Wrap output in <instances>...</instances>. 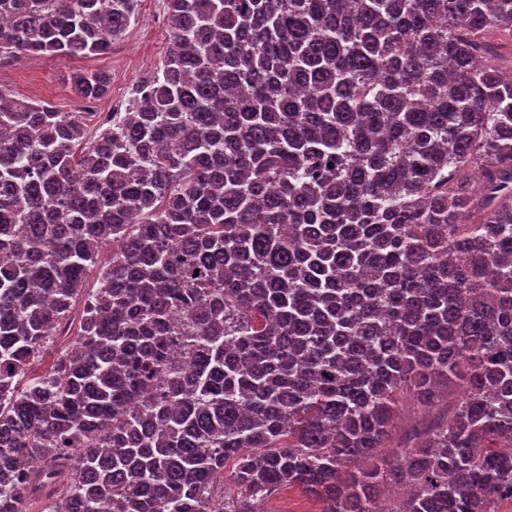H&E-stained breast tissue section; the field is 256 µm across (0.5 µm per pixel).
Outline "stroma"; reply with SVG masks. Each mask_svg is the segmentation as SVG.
Wrapping results in <instances>:
<instances>
[{"label":"stroma","mask_w":512,"mask_h":512,"mask_svg":"<svg viewBox=\"0 0 512 512\" xmlns=\"http://www.w3.org/2000/svg\"><path fill=\"white\" fill-rule=\"evenodd\" d=\"M165 0H140L137 19L109 54L87 59L57 56H19L0 67V87L13 94L44 101L62 112L85 107L75 95L70 77L79 69L102 71L110 77V90L102 105L122 100L129 89L152 73L168 50Z\"/></svg>","instance_id":"1"}]
</instances>
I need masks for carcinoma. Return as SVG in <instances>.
<instances>
[{"label": "carcinoma", "mask_w": 512, "mask_h": 512, "mask_svg": "<svg viewBox=\"0 0 512 512\" xmlns=\"http://www.w3.org/2000/svg\"><path fill=\"white\" fill-rule=\"evenodd\" d=\"M138 2L0 0V65L105 55ZM166 2L148 92L93 136L0 89V512H263L285 486L376 512L388 484L391 512H496L512 61L479 56L512 0ZM405 394L424 416L387 455Z\"/></svg>", "instance_id": "obj_1"}]
</instances>
